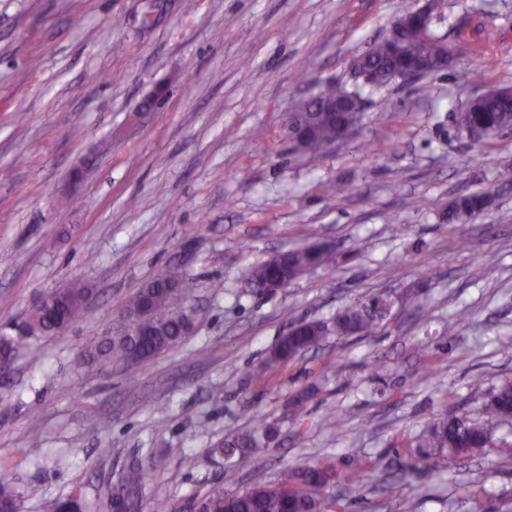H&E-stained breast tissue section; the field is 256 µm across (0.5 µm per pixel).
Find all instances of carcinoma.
<instances>
[{"label":"carcinoma","mask_w":512,"mask_h":512,"mask_svg":"<svg viewBox=\"0 0 512 512\" xmlns=\"http://www.w3.org/2000/svg\"><path fill=\"white\" fill-rule=\"evenodd\" d=\"M403 54L408 58L426 56L429 62L439 58L440 49L436 39L421 38L418 32L409 28L403 34ZM361 65L373 74V88L386 85L385 74L390 64L386 42H376L359 57ZM360 116L355 112H341L336 118L323 120L316 125L309 152L322 150L336 141L342 126L358 124ZM457 130L470 128L492 129L499 134L512 126V102L509 100L484 99L469 110L454 113ZM488 205V194L471 193L455 199L448 205L447 217L450 224L472 223ZM334 262L333 254L327 249L302 247L283 252L282 262L274 266L258 263L248 270V277L257 287L276 279L286 269L302 275L311 268ZM186 274L177 266L160 270L149 282L127 301L121 319L130 323L146 324V335L132 336L112 328L107 336L90 341L85 357L102 366L109 364L130 365L136 361L146 363L154 353L177 347L193 326V315L187 304L185 288ZM87 288L76 283L68 288L46 295L42 307L32 309L26 318L15 326L16 333H0V354L9 360L23 352L28 342L54 335L74 308H82ZM391 302L384 296L376 295L365 303L352 304L336 314L329 331L338 335L361 333L372 334L378 326L377 319L389 309ZM324 335L310 328L297 330L282 343V351H273L270 360L274 363L297 351L306 352L318 347ZM484 421H477L454 412L444 414L431 421L416 433L413 444L406 449L410 462L401 472V479L407 480L434 470L445 459H461L473 448H485L493 443L492 421L512 418V382L501 385L484 401ZM274 435L268 425L253 428L219 442L210 450L212 455H227L229 465L226 471L234 475L251 468L265 453ZM363 465L345 471H336L332 457H324L313 467L300 468L292 472L289 479L274 486H255L242 492L226 493L216 487L196 498L191 504L192 512H324L325 502L319 497L321 489L317 481L335 480L349 489H357L362 482ZM147 470L141 465L126 469L121 486L110 490L107 497L99 501L100 509H119L130 502V495L144 484ZM21 493L13 482L11 470L0 467V507L7 510L16 507ZM85 504L80 489L73 490L64 498L51 499L44 503L43 512H84Z\"/></svg>","instance_id":"cac0c4a2"}]
</instances>
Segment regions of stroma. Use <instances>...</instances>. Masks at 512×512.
Wrapping results in <instances>:
<instances>
[{"instance_id":"1","label":"stroma","mask_w":512,"mask_h":512,"mask_svg":"<svg viewBox=\"0 0 512 512\" xmlns=\"http://www.w3.org/2000/svg\"><path fill=\"white\" fill-rule=\"evenodd\" d=\"M398 5L0 0V330L47 293L89 287L65 332L0 372V464L20 512L77 488L98 512L138 463L150 478L137 512H182L216 486L275 485L325 456L366 466L363 491H322L341 512H512V459L493 448L390 479L422 426L452 407L481 418L512 380V130L474 141L453 122L487 85L512 87V0H442L437 36L452 43L482 23L491 41L418 83L365 90L354 133L321 152L285 136L310 90L354 88L352 57ZM479 60L488 82L473 78ZM479 191L492 201L474 223L442 221ZM314 243L331 245L332 266L252 291V264ZM174 264L189 274L191 335L136 370L87 364L85 343ZM374 294L391 302L374 335H331L268 365L295 323L332 322ZM336 412L339 431L326 423ZM260 422L277 436L224 482L209 449Z\"/></svg>"}]
</instances>
